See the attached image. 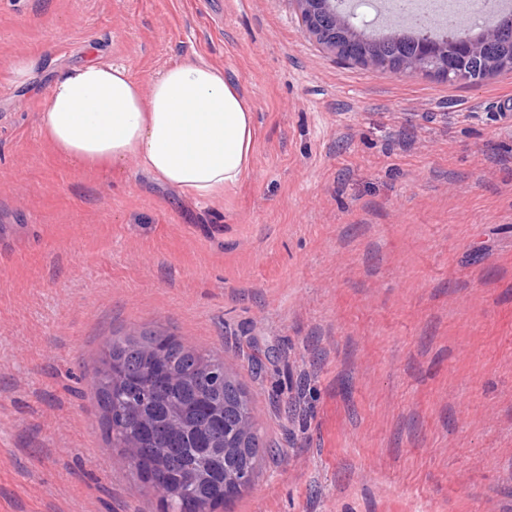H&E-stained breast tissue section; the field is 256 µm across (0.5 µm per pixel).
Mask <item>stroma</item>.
I'll return each instance as SVG.
<instances>
[{"label": "stroma", "mask_w": 512, "mask_h": 512, "mask_svg": "<svg viewBox=\"0 0 512 512\" xmlns=\"http://www.w3.org/2000/svg\"><path fill=\"white\" fill-rule=\"evenodd\" d=\"M194 59L255 114L209 203L41 133L69 68ZM1 81L0 512H160L93 387L141 329L251 393L266 451L224 512H512V72L349 65L294 0H0Z\"/></svg>", "instance_id": "35a3bbf8"}]
</instances>
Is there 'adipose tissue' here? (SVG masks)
<instances>
[{"label": "adipose tissue", "mask_w": 512, "mask_h": 512, "mask_svg": "<svg viewBox=\"0 0 512 512\" xmlns=\"http://www.w3.org/2000/svg\"><path fill=\"white\" fill-rule=\"evenodd\" d=\"M40 125L68 159L104 171L133 160L200 203L242 179L255 136L238 86L203 60L172 65L146 88L121 64L72 68L50 86Z\"/></svg>", "instance_id": "adipose-tissue-1"}]
</instances>
